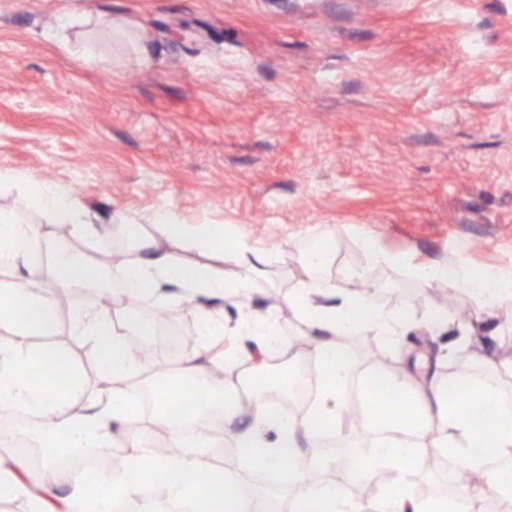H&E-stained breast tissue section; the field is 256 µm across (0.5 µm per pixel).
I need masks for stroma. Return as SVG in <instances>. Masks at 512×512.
<instances>
[{
	"label": "stroma",
	"instance_id": "stroma-1",
	"mask_svg": "<svg viewBox=\"0 0 512 512\" xmlns=\"http://www.w3.org/2000/svg\"><path fill=\"white\" fill-rule=\"evenodd\" d=\"M0 170L67 188L97 225L172 211L223 225L224 253H266L251 301L213 305L230 324L275 311L287 351L270 376L312 359L288 297L324 245L327 275L349 288L366 270L374 305L411 311L408 345L428 372L494 374L512 396V375L492 368L512 334L476 322L464 289L372 265L364 249L371 237L415 264L512 270V0H0ZM0 209L57 235L19 187H0ZM433 308L448 312L445 335L424 328ZM1 342L65 352L76 406L112 388L67 329L2 324ZM439 455L407 476L419 499L464 485ZM396 479L381 467L350 483L335 455L311 486L372 500Z\"/></svg>",
	"mask_w": 512,
	"mask_h": 512
}]
</instances>
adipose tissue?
Here are the masks:
<instances>
[{
	"label": "adipose tissue",
	"instance_id": "1",
	"mask_svg": "<svg viewBox=\"0 0 512 512\" xmlns=\"http://www.w3.org/2000/svg\"><path fill=\"white\" fill-rule=\"evenodd\" d=\"M2 184L32 188L35 203L50 222L68 226L75 236L82 237L96 229L87 209L62 186L49 182L32 186L27 179L9 172L0 173ZM147 223L152 224L153 234L144 233ZM147 223L127 220L115 225V232L136 240L140 251L114 268H100L84 256L57 255L58 284L65 289L83 288L108 278L113 283L109 295L115 300L143 296L163 302L178 291L191 294L199 301L201 335L238 339L246 336L259 342L254 350L236 347L233 356L226 358V366L246 360L256 371H263L273 354L283 351L274 311L252 310L229 326L221 314L211 311L207 300L224 294L249 300L265 257L241 246L231 255L239 272L230 280L219 266L188 265L177 258L178 250L187 245L203 252L213 251L224 238L222 225L186 224L172 212L153 214ZM41 238L38 225L20 223L13 213L0 209L1 266L27 264ZM330 262L328 250L307 252L306 277L288 298L309 335L316 338L313 357L321 388L304 418L283 417L274 404L267 402L264 395L270 384L264 380L254 386L253 400L243 403L235 382L209 383V366L191 354L184 357L176 377L157 383V398L168 400L174 391L184 395L187 411L200 421L211 412H221L240 464L262 461L269 470L280 473L283 484L296 489L298 499L317 503L318 512H446L451 505L464 508L477 491L484 499L495 500L501 489L512 483V470L504 466L512 459V399L504 396L495 379L483 376L440 378L405 367L364 373L365 391L383 388L391 397L393 412L380 413L371 401H364L366 430L383 428L388 435L373 447L350 449L346 472L352 481L362 482L379 466L389 465L401 476L395 486L374 500H358L338 488L318 492L307 487L302 472L284 470L285 461L294 459L302 444L313 445L322 438L344 433L341 389L350 377L355 354L341 344V337L361 333L379 337L395 347L412 319L407 309L383 310L363 296L347 292L336 279L325 276ZM410 273L427 285L442 282L464 288L482 319L498 318L512 299V272L477 271L465 261L453 259L445 265H414ZM19 306L25 310L20 325L24 334L47 333L56 327L55 306L41 293L33 275H1L0 324L12 322V313ZM70 326L74 335L90 344L99 372L112 379L111 393L93 398L81 408L72 401L80 380L70 369L65 353L0 345V407L29 414V425L46 447L45 459L49 462L54 459L49 449L60 437L71 448L107 447L124 422L138 416L139 411L131 402L130 385L146 370L125 343L127 335L139 332V325L112 320L94 304L84 303L73 308ZM159 419L173 445L180 447V455L154 462L148 441L138 434L131 436L115 494L104 492L100 475H86L77 481L61 475L57 482L66 493L58 505H50L49 491L27 485L19 477L24 462L0 453V498L28 496L33 512H80L82 505L90 501L95 503L96 512H111L113 498L133 496L147 473L156 471L166 475L167 498L179 506L180 512H266L264 500L244 489L222 511L214 507L211 494L193 493L200 453L210 446L211 439L202 428L194 439H187L169 413L160 414ZM429 448L452 450L461 466L477 474V491L461 490L451 501H418L404 477Z\"/></svg>",
	"mask_w": 512,
	"mask_h": 512
}]
</instances>
